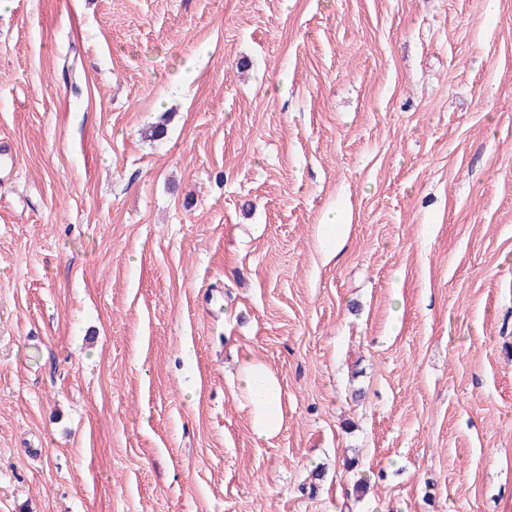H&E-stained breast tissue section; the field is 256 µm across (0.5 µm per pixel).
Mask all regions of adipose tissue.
<instances>
[{"label": "adipose tissue", "instance_id": "obj_1", "mask_svg": "<svg viewBox=\"0 0 512 512\" xmlns=\"http://www.w3.org/2000/svg\"><path fill=\"white\" fill-rule=\"evenodd\" d=\"M238 384L253 434L264 440L277 436L284 426V389L279 378L265 364L247 358L240 365Z\"/></svg>", "mask_w": 512, "mask_h": 512}]
</instances>
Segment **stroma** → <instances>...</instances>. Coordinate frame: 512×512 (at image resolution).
Segmentation results:
<instances>
[{
    "instance_id": "stroma-1",
    "label": "stroma",
    "mask_w": 512,
    "mask_h": 512,
    "mask_svg": "<svg viewBox=\"0 0 512 512\" xmlns=\"http://www.w3.org/2000/svg\"><path fill=\"white\" fill-rule=\"evenodd\" d=\"M0 139V512H512V0H9ZM238 384L253 434L264 440L277 436L284 426V389L279 378L265 364L245 358Z\"/></svg>"
}]
</instances>
